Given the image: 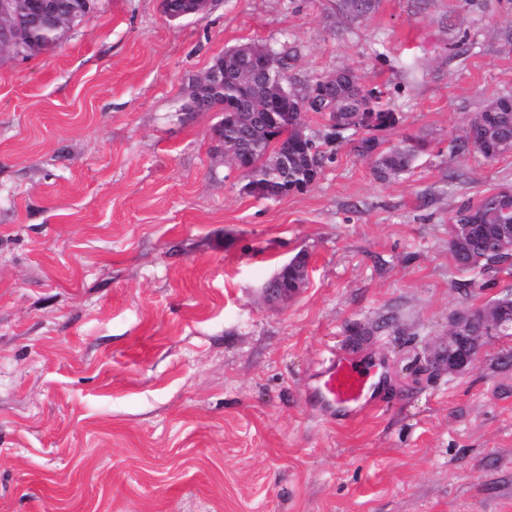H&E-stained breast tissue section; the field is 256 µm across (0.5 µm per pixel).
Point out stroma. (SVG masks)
I'll use <instances>...</instances> for the list:
<instances>
[{
  "instance_id": "stroma-1",
  "label": "stroma",
  "mask_w": 512,
  "mask_h": 512,
  "mask_svg": "<svg viewBox=\"0 0 512 512\" xmlns=\"http://www.w3.org/2000/svg\"><path fill=\"white\" fill-rule=\"evenodd\" d=\"M258 42L307 88L353 70L409 139L383 181L306 115L305 192L242 190L192 78ZM512 95V0H97L54 50L0 56V512H512V335L474 365L427 359L472 288L448 244L462 202L512 186V151H459ZM305 288L270 297L297 254ZM373 365L351 423L305 394L329 357Z\"/></svg>"
}]
</instances>
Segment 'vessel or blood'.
<instances>
[{"label": "vessel or blood", "instance_id": "b4317fda", "mask_svg": "<svg viewBox=\"0 0 512 512\" xmlns=\"http://www.w3.org/2000/svg\"><path fill=\"white\" fill-rule=\"evenodd\" d=\"M308 391L325 412L347 418L363 413L376 401V385L369 369L341 354L327 361Z\"/></svg>", "mask_w": 512, "mask_h": 512}]
</instances>
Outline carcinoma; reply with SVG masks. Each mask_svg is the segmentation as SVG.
I'll use <instances>...</instances> for the list:
<instances>
[{"label": "carcinoma", "instance_id": "1", "mask_svg": "<svg viewBox=\"0 0 512 512\" xmlns=\"http://www.w3.org/2000/svg\"><path fill=\"white\" fill-rule=\"evenodd\" d=\"M316 89L328 90V95L311 107L314 112H328L333 121L332 128L341 132L351 128L348 118L355 112L377 113L379 124L367 129V136L354 142L353 150L360 157L374 159L375 172L383 181L396 180L406 174L415 156L416 149L412 146H395L393 149L380 152L382 144L375 132L390 129L398 123L395 114L384 108L382 92L365 90L361 88L357 76L352 72H341L335 76L315 83ZM512 98L501 96L489 102L480 112L476 113L467 126L464 139L460 142V149L466 150L473 146L480 136V131L489 134L488 139L482 143L479 152L487 158H494L501 154L504 147L512 146ZM224 138L230 141L257 143L259 147L253 151V168L250 174L244 176L246 183L242 190L258 198H280L294 192L306 189L308 181L303 166L293 162L288 168L269 174V148L272 147V138H283L284 131L269 132L251 122V120L237 111L227 108L224 110V123L222 126ZM281 148L288 149L294 154H309L312 160L322 163L324 155L317 151L311 152L309 141H297L293 136L283 138ZM455 224H475L476 241L474 253L484 257L479 265L470 263L469 257L453 254L457 265L462 269L478 267L485 274H496L505 267L507 260L495 255L487 245L489 235L496 230L498 224L512 225V187L504 186L496 191L484 195L477 203L465 202L461 204L451 217Z\"/></svg>", "mask_w": 512, "mask_h": 512}]
</instances>
